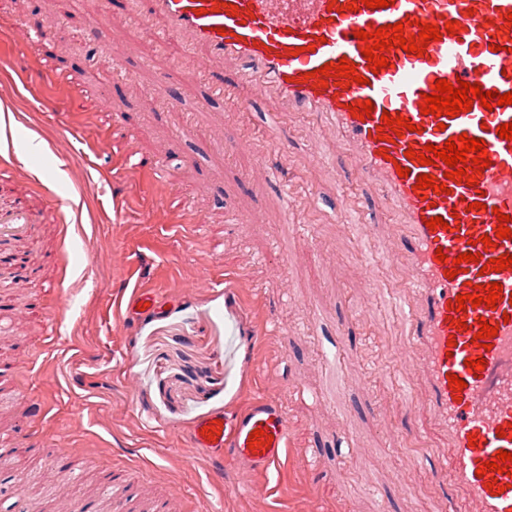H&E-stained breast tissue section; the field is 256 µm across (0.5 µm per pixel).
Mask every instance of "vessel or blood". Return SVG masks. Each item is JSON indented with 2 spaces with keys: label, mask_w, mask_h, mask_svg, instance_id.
I'll use <instances>...</instances> for the list:
<instances>
[{
  "label": "vessel or blood",
  "mask_w": 512,
  "mask_h": 512,
  "mask_svg": "<svg viewBox=\"0 0 512 512\" xmlns=\"http://www.w3.org/2000/svg\"><path fill=\"white\" fill-rule=\"evenodd\" d=\"M236 6V13L219 10L220 2ZM341 4L331 10L330 2ZM349 0H145L147 13L160 22L151 36L163 41L187 42L201 47L207 57L233 62L234 73L213 68L194 70L187 78L206 83L212 96L221 98L227 111L249 112L252 99L243 88L270 96L284 112H312L336 132L353 151L352 161L362 183L377 189L389 204L395 221L403 227L396 248L408 260L411 283L423 298L417 311H401L405 337L426 349L425 389L430 412L448 432L447 446L438 455L436 473L450 491V512H512V475L486 471L482 463L497 459L498 451L512 453V267L483 270L488 259L512 255V238L499 239L498 214L512 216V140L500 138L501 124L512 122V105L486 109L473 103L457 116L422 114L420 105L436 80L458 79L480 83L482 90L512 92V27L506 15L512 0H395L387 8L348 10ZM458 21L456 35L430 41L424 55L390 48L389 64L372 72L362 50L364 40L356 31L405 22V32L418 35L421 24L445 25ZM19 36L0 39V69L10 68L8 47L16 41L39 44L48 39L46 24L19 22ZM348 59L355 66L357 82L349 87H320L310 71ZM371 101L369 117L352 116L350 108ZM408 118L412 127L401 138L387 142L391 129L383 113ZM483 139L490 163L478 183L446 180L448 166L407 158V150L423 153L425 145L444 146L460 135ZM407 168L408 176L397 173ZM430 174L446 193L417 189L421 175ZM480 209H473V202ZM442 217L444 224L429 229L426 222ZM33 231L25 199L13 211L0 213V237L25 240ZM491 235V247L479 238ZM444 260H437V253ZM470 253L468 264L458 255ZM455 277H445V270ZM499 283L503 291L495 308L485 306L456 310L458 296L472 286ZM161 295L151 288L133 289L124 302L125 312L154 313ZM496 326L490 348L473 342L481 322ZM485 361L483 370L471 360ZM457 375L466 387L454 392L448 377ZM263 430L269 440L250 446L253 430ZM292 423L274 397L255 398L234 416L213 413L196 421L189 440L215 457L231 454L261 472L278 468L288 448ZM497 489H489V482Z\"/></svg>",
  "instance_id": "obj_1"
}]
</instances>
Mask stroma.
Listing matches in <instances>:
<instances>
[{
	"instance_id": "35a3bbf8",
	"label": "stroma",
	"mask_w": 512,
	"mask_h": 512,
	"mask_svg": "<svg viewBox=\"0 0 512 512\" xmlns=\"http://www.w3.org/2000/svg\"><path fill=\"white\" fill-rule=\"evenodd\" d=\"M99 7L89 0L84 14L59 18L35 52L14 50L26 82L0 79V109L43 143L35 155L20 139L0 153V198H27L43 259L35 283L10 290L14 349L0 362V393L24 396L0 404V452L11 458L0 512H17L19 480L45 482L62 448L75 453L76 477L51 488L55 512L108 462L131 466L140 503L175 494L178 512H443L434 465L447 434L425 411L403 419L406 401L424 400L425 350L404 344L395 309L421 298L392 248L400 229L386 201L342 162L336 133L292 112L279 121L288 171L309 192L286 224L278 157L258 129L276 101L225 111L183 81L207 65L189 44L167 73L150 72L129 35L142 0L113 10L105 44L89 42L83 24ZM116 57L126 77L103 80ZM132 153L143 168L126 165ZM58 196L69 209H55ZM360 207L377 224L368 238L336 216ZM136 287L162 289L167 304L119 320L116 298ZM62 288L66 311L49 321L34 300L54 304ZM262 394L293 424L282 471L191 447L195 421ZM32 399L47 402L44 418L28 414ZM20 433L42 454L13 451Z\"/></svg>"
}]
</instances>
